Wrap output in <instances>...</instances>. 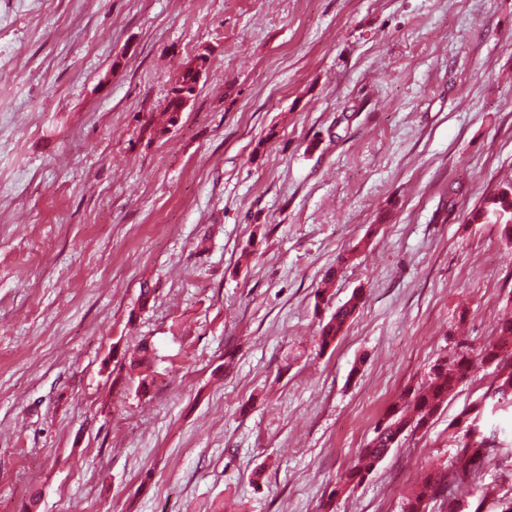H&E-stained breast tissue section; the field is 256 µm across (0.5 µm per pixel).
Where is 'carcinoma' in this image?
Returning a JSON list of instances; mask_svg holds the SVG:
<instances>
[{"label": "carcinoma", "mask_w": 512, "mask_h": 512, "mask_svg": "<svg viewBox=\"0 0 512 512\" xmlns=\"http://www.w3.org/2000/svg\"><path fill=\"white\" fill-rule=\"evenodd\" d=\"M468 221L475 224H497L501 236L512 241V182L497 188L487 196L481 207L472 211ZM347 261L339 255L336 265L329 267L322 276L324 287L316 290L314 308H319L326 293V287L333 284L336 275ZM362 305V294L352 293L342 305L336 307L331 317L322 325L318 339L319 350L327 349L342 335L345 325ZM456 355L448 359H438L429 368L428 379L402 395V403L395 404L383 420V425L375 428V434L360 450L358 468L351 479L362 480L375 465L396 447L407 432H415L428 427V423L440 411L458 385L467 378L475 367L486 362L496 364L498 377L492 388V399L502 407L512 408V320L498 322L497 340L475 347L460 342ZM156 358L154 345L142 340L131 357L129 368L137 373L136 391L145 396L155 383L152 365ZM482 411L473 406L462 414L463 427L457 439L455 472L453 480L448 474L438 471L428 477L424 484L407 500L405 512H426L429 502L435 499L441 489L449 491L452 500L448 512H457L456 505L476 492L475 483L481 473L480 467L490 461L493 445L481 430L478 419Z\"/></svg>", "instance_id": "obj_1"}]
</instances>
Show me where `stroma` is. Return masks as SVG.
<instances>
[{"instance_id":"1","label":"stroma","mask_w":512,"mask_h":512,"mask_svg":"<svg viewBox=\"0 0 512 512\" xmlns=\"http://www.w3.org/2000/svg\"><path fill=\"white\" fill-rule=\"evenodd\" d=\"M510 180L512 0H0V512H322L399 396L512 315V242L464 221ZM495 378L336 512H403L476 404L469 507L501 512ZM362 303V294L353 292L345 303L336 307L331 317L321 327L318 339L320 351L327 349L342 335L345 325L350 321ZM155 358L156 349L154 345L147 340H142L137 345L134 356L130 359L129 368L137 373L138 385L136 391L142 396L147 395L155 383L154 371H152Z\"/></svg>"}]
</instances>
